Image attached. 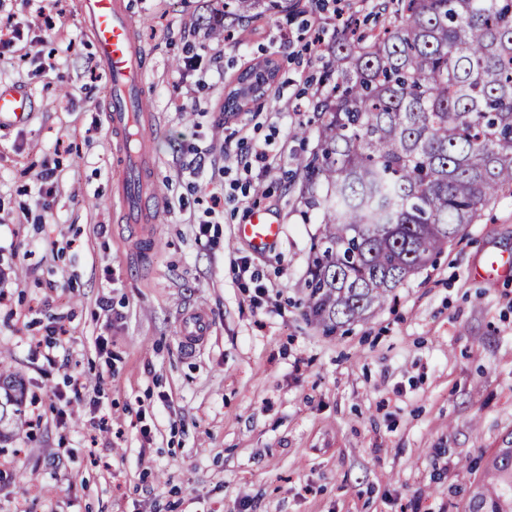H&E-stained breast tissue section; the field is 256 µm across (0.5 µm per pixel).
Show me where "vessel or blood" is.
<instances>
[{
    "instance_id": "vessel-or-blood-1",
    "label": "vessel or blood",
    "mask_w": 512,
    "mask_h": 512,
    "mask_svg": "<svg viewBox=\"0 0 512 512\" xmlns=\"http://www.w3.org/2000/svg\"><path fill=\"white\" fill-rule=\"evenodd\" d=\"M84 24L90 29L99 65L107 73L112 99L109 129L122 170L128 171L135 189H123L121 202L128 223L139 225V235L151 237L149 220L153 203L159 194L152 189L153 161L149 151L130 152L128 130L134 120L139 100L145 99L142 59L143 44L139 43L133 25L121 0H82ZM31 107L30 98L19 91L0 89V121L22 117ZM282 233L281 225L270 222L265 211H253L247 223L238 225L237 234L258 253L268 251Z\"/></svg>"
}]
</instances>
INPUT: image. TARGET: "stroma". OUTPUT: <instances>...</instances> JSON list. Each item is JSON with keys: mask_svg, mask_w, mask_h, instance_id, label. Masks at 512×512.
Masks as SVG:
<instances>
[{"mask_svg": "<svg viewBox=\"0 0 512 512\" xmlns=\"http://www.w3.org/2000/svg\"><path fill=\"white\" fill-rule=\"evenodd\" d=\"M123 2L156 119L162 201L144 253L113 196L109 88L80 0H0V86L34 100L0 126V359L28 389L0 447V512H468L512 448V275L481 274L512 257V193L366 320L327 335L304 314L319 217L299 201L300 162L332 46L346 26L392 23L384 0H350L342 19L336 0H292L226 41L207 33L218 0ZM266 59L264 96L226 112ZM264 139L272 168L231 190L225 166ZM254 209L283 226L263 254L236 233Z\"/></svg>", "mask_w": 512, "mask_h": 512, "instance_id": "35a3bbf8", "label": "stroma"}]
</instances>
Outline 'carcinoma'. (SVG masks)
Listing matches in <instances>:
<instances>
[{
	"mask_svg": "<svg viewBox=\"0 0 512 512\" xmlns=\"http://www.w3.org/2000/svg\"><path fill=\"white\" fill-rule=\"evenodd\" d=\"M396 20L334 47L319 152L301 163V202L320 214L306 315L331 333L367 319L501 192L512 193V0H394ZM288 0H224L209 32L245 28ZM256 72L238 77L225 104ZM26 387L0 368V443Z\"/></svg>",
	"mask_w": 512,
	"mask_h": 512,
	"instance_id": "obj_1",
	"label": "carcinoma"
}]
</instances>
